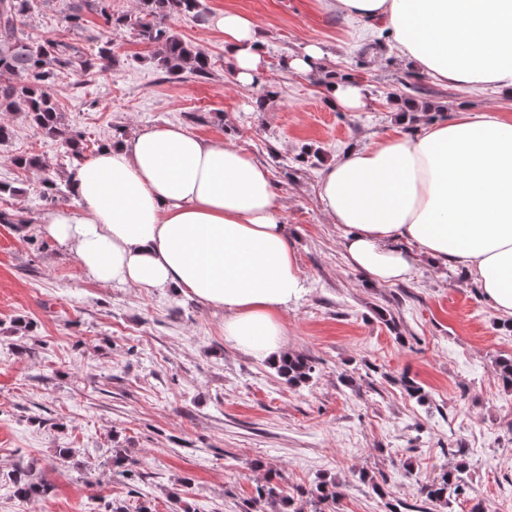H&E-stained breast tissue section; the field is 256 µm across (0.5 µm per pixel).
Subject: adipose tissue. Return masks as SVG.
<instances>
[{
    "mask_svg": "<svg viewBox=\"0 0 512 512\" xmlns=\"http://www.w3.org/2000/svg\"><path fill=\"white\" fill-rule=\"evenodd\" d=\"M383 28L412 68L444 86L512 100V0H316ZM234 81L265 68L257 23L217 12ZM76 206L42 214L43 232L104 285L193 297L224 314L239 349L279 358L282 314L304 281L268 169L219 138L166 125L79 164ZM349 264L369 280H409L415 253L465 270L512 317V117L454 112L373 145L340 152L320 184Z\"/></svg>",
    "mask_w": 512,
    "mask_h": 512,
    "instance_id": "ef3b65f1",
    "label": "adipose tissue"
}]
</instances>
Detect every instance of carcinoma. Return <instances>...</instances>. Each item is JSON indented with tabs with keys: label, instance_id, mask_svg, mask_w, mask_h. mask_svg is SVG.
<instances>
[{
	"label": "carcinoma",
	"instance_id": "obj_1",
	"mask_svg": "<svg viewBox=\"0 0 512 512\" xmlns=\"http://www.w3.org/2000/svg\"><path fill=\"white\" fill-rule=\"evenodd\" d=\"M199 0H141L140 12L134 16L113 17L108 0H74L68 15V24L78 27L82 12L98 14L107 29L124 26L137 32L140 39L157 46L154 58L168 76L176 79L185 72L205 78L210 73L211 60L202 51L183 41L168 21L197 10ZM34 9V0H0V112L21 113L29 118L43 136L57 141L66 157L81 159L85 145L82 136L73 134L65 123L64 113L58 105L54 91L57 69L78 67L83 72L98 71L112 66V52L108 43L99 47L96 57L82 58L70 44L57 39H36L26 31L28 19ZM20 169L36 168L42 171L45 188L42 198L55 204L69 198L70 190L62 189L56 172L42 164L35 156L21 155L14 159ZM277 374L289 385L297 387L312 379V361L300 354H287L274 363ZM464 465L446 470L430 484L422 487L426 501L441 507L466 492L461 477ZM14 493L25 500H39L50 492V485L36 481L29 471L19 469L13 477ZM316 504L336 503L341 496L339 485L321 482L306 492ZM274 512H304V505H295L293 498L283 496L274 486H259L256 497L247 512H262L261 504Z\"/></svg>",
	"mask_w": 512,
	"mask_h": 512
}]
</instances>
